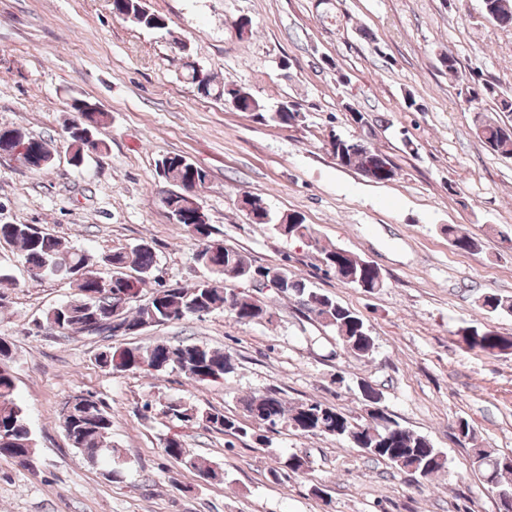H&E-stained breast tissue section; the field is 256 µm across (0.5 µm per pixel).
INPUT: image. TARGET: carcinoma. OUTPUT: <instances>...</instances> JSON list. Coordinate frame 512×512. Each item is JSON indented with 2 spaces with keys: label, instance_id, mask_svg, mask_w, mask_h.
Masks as SVG:
<instances>
[{
  "label": "carcinoma",
  "instance_id": "cac0c4a2",
  "mask_svg": "<svg viewBox=\"0 0 512 512\" xmlns=\"http://www.w3.org/2000/svg\"><path fill=\"white\" fill-rule=\"evenodd\" d=\"M486 18L500 24L512 25V0H481ZM112 11L122 20L148 30L167 28L166 18L151 11L145 0H112ZM183 77L206 98L222 100L240 112H253L260 119L282 126L298 127L304 124L305 114L293 103L282 105L268 113L265 106L253 94L232 81L218 83L214 76L196 63L188 48H183ZM474 106L472 123L476 137L494 154L512 157V96L495 84L471 75L468 78ZM490 108H485V105ZM70 109L79 114L91 115L92 129L107 126L111 121L109 112L97 103L87 99H73ZM68 153L73 166L79 167L92 154H104L107 143L101 139L91 141L79 135L75 126H66ZM26 150L17 152L18 144ZM51 140L30 136L16 128H0V155H18L22 163L33 171L49 167L54 156L47 151ZM391 165L388 180L398 176V169L381 151L369 153L353 152L344 157V166L363 171L371 164ZM156 172L164 182L177 187L167 190L159 202L165 211L177 217L178 223L191 227L196 241L195 260L206 268L211 276L200 280L191 287H171L157 284L148 292L143 305H134L129 296L142 290L149 283L155 267V255L150 245L139 243L113 249L96 259L78 249L67 248L53 234L28 224H0V241L19 247L20 258L33 280L46 276L70 278L81 274L74 285L70 300L51 308L45 315L48 327L62 335L85 332L88 316L98 315L107 320L116 316L143 330L157 325L199 317L214 311H223L240 323L255 320L272 321L273 313L266 303L244 292H230L224 288V281H244L257 273L273 282L288 278L286 296L299 299L308 311L326 327L331 328L342 346L357 358H366L375 350V340L363 318L352 309L337 302L333 297L318 293L304 280L288 273L278 266H256L244 252L221 246L211 248L212 226L190 224L193 209L184 197L186 188L195 183H205L206 171L186 157L166 155L156 162ZM275 230L285 236L311 241L309 248L323 260L324 265L343 283L355 286L367 293L383 287L384 281L379 269L351 252H341L336 246L325 244L314 229L303 223L300 216L289 214L281 218ZM452 245L462 251L472 252L479 248V240L454 225L444 228ZM482 308L489 313L512 315V299L498 294L484 296ZM465 342L469 349L483 352H506L512 350V337L481 327L465 330ZM9 341L0 336V456H7L19 463L28 464L35 454V441L28 425L23 407L16 399V378L11 366L10 350L4 349ZM98 365L118 371L161 372L169 368L182 372L195 383L218 382L235 370L230 354L216 348L196 343L171 344L157 341L148 346L124 348L105 347L95 355ZM245 416L268 431H275L281 425L307 436H331L348 442L355 441L363 452L382 460L400 472L422 479L444 470L446 458L424 435L388 418L381 424L369 422L366 418L351 419L316 400L290 403L280 392L269 390L250 395L240 400ZM66 412L60 414L62 428L72 447L84 453L93 462H101L112 470V477L120 475L119 467L112 465V415L97 399L86 406L63 403ZM165 414L183 425L193 424L203 418L213 427L233 436L245 437L248 430L240 422L220 412L199 411L181 402H171ZM457 439L470 446V457L492 495L500 491L512 492V454H500L491 448L473 446L476 430L466 419L456 422ZM166 456L197 470L212 480L220 478L206 460L190 455L176 434L164 439Z\"/></svg>",
  "mask_w": 512,
  "mask_h": 512
}]
</instances>
